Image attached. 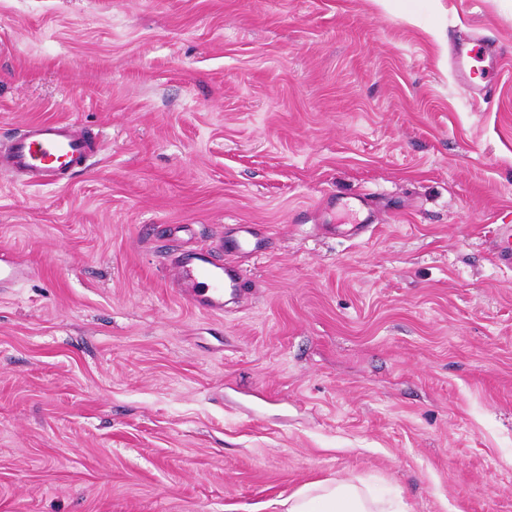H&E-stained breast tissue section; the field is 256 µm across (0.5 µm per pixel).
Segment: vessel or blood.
<instances>
[{"label": "vessel or blood", "instance_id": "1", "mask_svg": "<svg viewBox=\"0 0 512 512\" xmlns=\"http://www.w3.org/2000/svg\"><path fill=\"white\" fill-rule=\"evenodd\" d=\"M500 55L501 47L492 38L456 41L454 75L473 100H491ZM99 143L97 134L68 121L34 122L0 143V175L24 178L35 187L57 184L80 172ZM261 246L257 225L238 224L207 246L168 252L165 269L172 287L195 308L220 313L226 296L242 294L238 258L256 255ZM495 251L501 265L512 267V225L500 227ZM34 271V266L20 261L0 263V287L15 284Z\"/></svg>", "mask_w": 512, "mask_h": 512}]
</instances>
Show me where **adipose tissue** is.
Segmentation results:
<instances>
[{
  "mask_svg": "<svg viewBox=\"0 0 512 512\" xmlns=\"http://www.w3.org/2000/svg\"><path fill=\"white\" fill-rule=\"evenodd\" d=\"M280 512H402L394 500L376 495L364 483L322 480L303 485L280 502Z\"/></svg>",
  "mask_w": 512,
  "mask_h": 512,
  "instance_id": "adipose-tissue-1",
  "label": "adipose tissue"
}]
</instances>
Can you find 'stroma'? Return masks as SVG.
<instances>
[{
    "instance_id": "stroma-1",
    "label": "stroma",
    "mask_w": 512,
    "mask_h": 512,
    "mask_svg": "<svg viewBox=\"0 0 512 512\" xmlns=\"http://www.w3.org/2000/svg\"><path fill=\"white\" fill-rule=\"evenodd\" d=\"M40 120L101 145L0 179V259L38 270L0 291V512H279L323 479L512 512V0H0V137ZM230 224L269 248L211 314L152 232ZM500 55L501 47L492 38L467 37L456 41L454 75L473 100L488 103L493 97ZM477 71L483 75L479 82L473 80ZM495 251L501 265L512 267V225L505 224L499 228Z\"/></svg>"
}]
</instances>
